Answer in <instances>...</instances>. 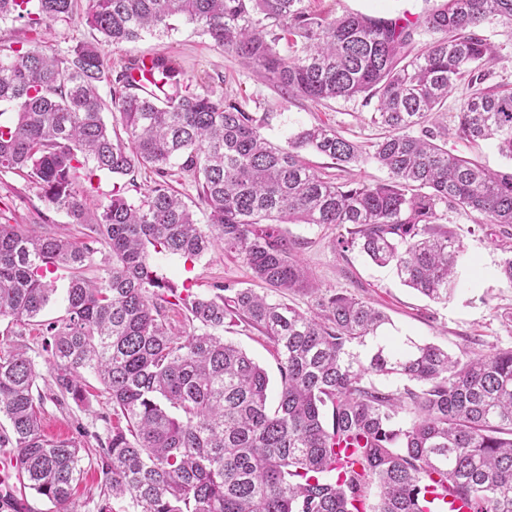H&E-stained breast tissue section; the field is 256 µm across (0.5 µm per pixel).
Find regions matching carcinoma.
<instances>
[{
  "mask_svg": "<svg viewBox=\"0 0 512 512\" xmlns=\"http://www.w3.org/2000/svg\"><path fill=\"white\" fill-rule=\"evenodd\" d=\"M76 16L92 39L59 51L35 38ZM180 17L290 96L374 103L382 136L369 158L387 180L335 181L300 151L342 166L362 158L361 145L317 124L275 146L248 99L190 90L165 56L137 80L126 61L112 76L103 46L163 34ZM489 17L512 26V0H440L413 21L330 19L303 0H0V21L30 34L0 48V104L13 114L0 119V175L27 178L88 230L80 242L40 235L0 211V320L38 318L57 291L47 275L68 271L66 314L42 328L52 398L84 406L90 373L113 420L96 455L47 438L42 374L0 342V448L18 483L77 512L73 484L93 456L104 477L97 512H116L117 499L121 512H424L448 496L471 512H512V348L452 355L396 339L385 314L346 293L320 298L313 315L298 310L286 296L311 281L278 230L333 226L339 252L357 250L429 300H448L460 244L439 206L512 225V171L437 143L494 139L512 159V87L483 86V66L500 56L482 33ZM420 28L434 35L421 49ZM111 79L107 100L99 86ZM459 85L468 94L453 126L431 124ZM118 127L126 139L112 137ZM173 163L193 178L205 219L169 186ZM142 168L158 179L139 203L120 186L88 203L96 173ZM215 247L274 295L221 285L181 297L152 268L153 252L192 260ZM171 306L190 331L171 325ZM239 324L274 344V405L266 371L224 339ZM373 375L408 385L382 390Z\"/></svg>",
  "mask_w": 512,
  "mask_h": 512,
  "instance_id": "1",
  "label": "carcinoma"
}]
</instances>
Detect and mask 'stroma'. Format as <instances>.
Masks as SVG:
<instances>
[{
  "instance_id": "35a3bbf8",
  "label": "stroma",
  "mask_w": 512,
  "mask_h": 512,
  "mask_svg": "<svg viewBox=\"0 0 512 512\" xmlns=\"http://www.w3.org/2000/svg\"><path fill=\"white\" fill-rule=\"evenodd\" d=\"M304 4L332 17L362 13L409 19L431 7L429 0H304ZM482 31L502 47L500 58L485 67L486 85L511 86L512 27L490 18ZM104 52L114 60L160 53L182 69L183 79L193 91L206 87L218 94L255 100L260 111L269 115L265 136L281 147L298 128L320 123L335 126L342 135L363 145L371 144L379 134L370 123L373 107L362 98L314 103L284 96L258 72L225 53L197 25L184 20L174 21L172 29L164 34H146L118 49L105 47ZM4 206L24 228L71 238L79 235V226L49 206L34 185L21 176H0V208ZM444 222L463 248L462 274L445 303L430 301L404 286L391 268L376 266L358 251L339 255L332 245L335 228L280 225V232L293 242L297 257L317 285L316 291L291 295L289 304L311 312L317 308L320 293L344 292L381 309L392 324V335L434 343L456 355L474 341L487 351L511 348L512 285L501 278L499 270L502 261L512 256V231L474 223L470 216L454 209L446 211ZM151 260L160 276L178 288L190 284L193 294L200 297L212 295L219 283L260 293L266 290L264 284L252 279L240 259L225 255L220 248L191 262L165 253L152 254ZM229 337L266 370L271 390H278V363L268 340L241 326L234 327ZM41 418L49 438H76L82 446L94 448L112 426V406L98 391L83 407L48 399L42 406Z\"/></svg>"
}]
</instances>
